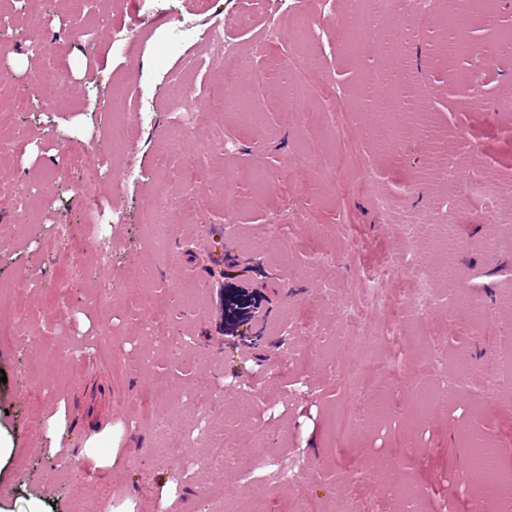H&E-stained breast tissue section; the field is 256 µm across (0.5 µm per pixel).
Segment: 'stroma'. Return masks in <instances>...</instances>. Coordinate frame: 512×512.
<instances>
[{"label":"stroma","instance_id":"35a3bbf8","mask_svg":"<svg viewBox=\"0 0 512 512\" xmlns=\"http://www.w3.org/2000/svg\"><path fill=\"white\" fill-rule=\"evenodd\" d=\"M39 2L33 14L14 0L0 43V72L28 103L0 111V136L14 145L0 159V309L18 318L17 335L0 345V432L13 442L0 464V512H288L299 491L327 512H512L506 501L474 497L462 479L470 434L501 447L495 472L512 474V382L486 369L512 354V112L497 107L512 99V10L488 0L492 27L468 33L496 60L478 73L471 54L451 65L441 56L458 36L448 8L408 19L387 11L372 40L352 50L349 0H270L235 33L245 62L235 92L248 110L223 112L238 149L213 157L203 146L220 103L204 100L183 134L170 89L179 80L203 92L219 81L201 35L217 12L241 11V0H112L129 27L119 44L100 0H84L76 17L56 0ZM291 12L311 18L314 44L295 46ZM76 20L95 42L73 30ZM34 25L54 40L66 84L34 83L44 63L25 38ZM269 28L277 39L261 42ZM380 68L405 84L406 140L382 120L385 85L370 79ZM462 74L477 75L481 107L455 98ZM288 81L304 92L293 107L269 92ZM324 84L351 96L358 119L339 142L325 129ZM52 94L66 109H44ZM114 127L123 137L97 191L124 221L98 224L76 190ZM176 137L182 150L164 154ZM318 137L326 153L340 144L356 152L369 188L312 161L307 145ZM486 164L499 176L493 216L471 193L472 173ZM161 195L176 200L163 253L143 224ZM343 212L351 223H338ZM271 224L281 225L278 236L267 235ZM492 238L501 247L489 253ZM411 248L420 270L392 265ZM371 277L398 298L421 286L429 293L421 322L405 324L395 376L384 313L365 336L350 335L343 318ZM469 289L487 313L477 327L462 299ZM135 293L167 302L161 333L131 305ZM434 343L445 363H432ZM341 368L381 375L379 390L353 394ZM154 384L166 391L155 416L179 420L180 456L139 414ZM351 401L363 422L336 436L334 412ZM219 431L232 450L261 445L241 477L224 479L208 464ZM288 459L301 463L299 487L266 477L265 463Z\"/></svg>","mask_w":512,"mask_h":512}]
</instances>
